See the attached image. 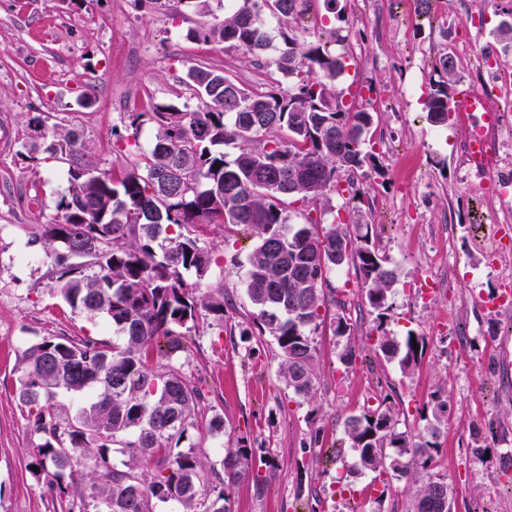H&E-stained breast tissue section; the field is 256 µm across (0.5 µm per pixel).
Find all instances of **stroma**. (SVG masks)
<instances>
[{
  "label": "stroma",
  "mask_w": 512,
  "mask_h": 512,
  "mask_svg": "<svg viewBox=\"0 0 512 512\" xmlns=\"http://www.w3.org/2000/svg\"><path fill=\"white\" fill-rule=\"evenodd\" d=\"M506 5L439 0L425 12L418 0H345L349 38L329 45L349 57L336 89L344 101L372 105L371 141L383 168L363 178L356 204L332 194L324 219L363 216L400 275L382 324L369 312L353 268L332 277L354 330L345 340L321 326L313 401L286 386L271 337L244 333L255 315L244 281L256 237L211 226L214 261L203 285L223 289L224 319L199 317L187 334L188 351L172 360L152 356L149 366L157 373L179 369L204 394L198 426L180 448L195 452L205 470L241 437L255 456L273 457V470L259 469L230 489V512H370L374 486L385 488L388 502L404 500L405 481L361 470L344 434L348 417L381 403L385 382L395 388L390 405L401 425L413 432L424 427L431 393L445 390L448 426L433 466L453 488V512H512V307L492 312L482 305L498 278L477 243L499 204L467 189L476 174L464 163L461 125H432L425 107L439 54L464 47L471 34H480L512 71V49L493 33ZM198 20L189 0L163 9L137 0H0V512H53L30 469L31 426L14 395L25 349L48 335L121 341L103 317L75 311L51 292L50 261L29 243L34 228L55 216L67 165L32 149L28 120L35 112L48 115L79 134L100 171L122 173L151 151L155 129L144 125L119 142L113 127L122 126L125 113L149 112L158 103L197 109L185 82L188 67L223 69L255 88L268 79L252 55L189 38ZM90 79L94 102L83 106ZM423 284L424 295L417 291ZM439 323L446 330L437 335ZM383 330L424 338L413 375L376 360ZM349 343L357 357L348 366L339 356ZM216 414L224 431L212 435L207 423ZM316 433L322 439L314 446ZM483 444L484 455L476 451ZM342 476L352 494L339 493Z\"/></svg>",
  "instance_id": "stroma-1"
}]
</instances>
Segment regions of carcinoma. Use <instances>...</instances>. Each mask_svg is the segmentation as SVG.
Instances as JSON below:
<instances>
[{
	"label": "carcinoma",
	"instance_id": "carcinoma-1",
	"mask_svg": "<svg viewBox=\"0 0 512 512\" xmlns=\"http://www.w3.org/2000/svg\"><path fill=\"white\" fill-rule=\"evenodd\" d=\"M312 0H238L219 16L211 0H195L200 21L188 36L198 41L264 54L272 38L265 16L279 19L282 48L266 61L278 77L248 89L228 73L191 66L186 83L203 108L181 112L158 104L130 112L126 126L138 133L150 123L155 141L116 178L97 171L86 146L71 130L47 125L37 114L29 124L46 151L68 163L67 187L56 217L40 224L31 241L52 261L50 288L71 308L104 316L123 346L84 337L43 336L23 353L15 398L36 437L32 455L62 512H153L156 502L175 501L183 512H229L226 489L249 475L252 449L245 440L207 476L197 455L178 449L197 427L204 394L177 369L156 374L154 352L183 349L182 329L206 312L224 320V291L201 288L211 255L204 240L212 224L240 227L258 238L249 258L246 293L256 309L259 335L271 336L281 358L280 375L295 395L315 393L314 335L330 320L337 337H349L346 302L328 294L330 275L351 266L362 295L384 323L392 309L397 269L374 239L372 225L325 223L329 194L355 178L380 172L379 154L367 135L374 113L346 104L335 80L345 55L297 27ZM439 80L426 102L427 120L448 123L456 93L457 64L448 52L436 62ZM236 149L227 158L224 147ZM347 176L346 183L340 176ZM301 204L302 221L290 206ZM196 281L190 283L186 274ZM333 304L336 313L323 310ZM424 348L421 337L382 332L376 354L414 374ZM84 399L75 415L61 418L50 404L57 393ZM417 433L398 429L391 406L369 409L345 423L359 467L404 477L409 485L402 512H453L454 494L431 464L448 425V396L432 392ZM128 454L126 470L109 466L114 446ZM161 458L151 479L139 469ZM94 462L98 478L87 495H73L65 472L78 459Z\"/></svg>",
	"mask_w": 512,
	"mask_h": 512
}]
</instances>
